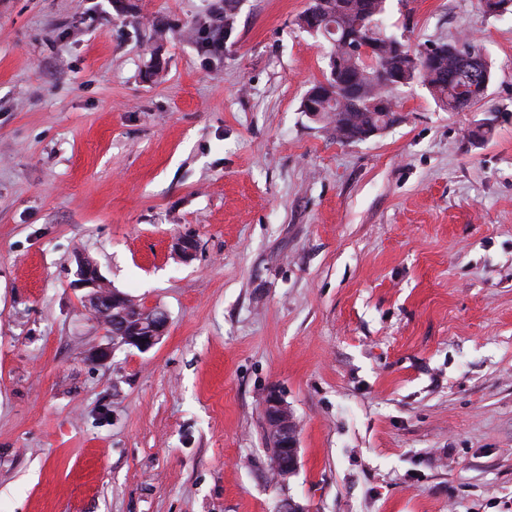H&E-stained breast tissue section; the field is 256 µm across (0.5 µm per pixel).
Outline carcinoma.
<instances>
[{
    "label": "carcinoma",
    "instance_id": "carcinoma-1",
    "mask_svg": "<svg viewBox=\"0 0 512 512\" xmlns=\"http://www.w3.org/2000/svg\"><path fill=\"white\" fill-rule=\"evenodd\" d=\"M385 0H309L299 25L328 43L329 74L302 100V111L316 112L335 131H349L355 142L373 128L398 120L393 93L420 82L440 107L464 112L482 100L491 81V64L469 41L435 43L411 57L393 46L385 27L363 24L370 16L383 20ZM360 40L382 45L366 60L356 50Z\"/></svg>",
    "mask_w": 512,
    "mask_h": 512
}]
</instances>
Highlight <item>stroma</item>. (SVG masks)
<instances>
[{
  "label": "stroma",
  "instance_id": "stroma-1",
  "mask_svg": "<svg viewBox=\"0 0 512 512\" xmlns=\"http://www.w3.org/2000/svg\"><path fill=\"white\" fill-rule=\"evenodd\" d=\"M308 3L0 0V512H512V14L387 0L493 78L343 143L301 109ZM80 256L167 313L157 345L97 322ZM263 413L267 425L268 434L277 440V448H281V455L273 465L275 473L279 477H287L293 474L298 463V441L296 426L288 406L278 396L271 394L263 405ZM272 452V462H275L277 448L269 436Z\"/></svg>",
  "mask_w": 512,
  "mask_h": 512
}]
</instances>
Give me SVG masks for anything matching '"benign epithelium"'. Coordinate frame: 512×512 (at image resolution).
Here are the masks:
<instances>
[{
	"label": "benign epithelium",
	"mask_w": 512,
	"mask_h": 512,
	"mask_svg": "<svg viewBox=\"0 0 512 512\" xmlns=\"http://www.w3.org/2000/svg\"><path fill=\"white\" fill-rule=\"evenodd\" d=\"M77 265L76 284L86 290L84 302L97 319L106 324L112 338L141 352L153 348L165 335L167 314L160 308H138L136 314L129 313L131 303L127 297L109 288L93 263L79 257ZM263 413L268 434L276 438L277 447L281 448V455L273 465L274 471L280 477H287L295 472L298 463V441L293 416L276 394L267 397Z\"/></svg>",
	"instance_id": "benign-epithelium-1"
}]
</instances>
